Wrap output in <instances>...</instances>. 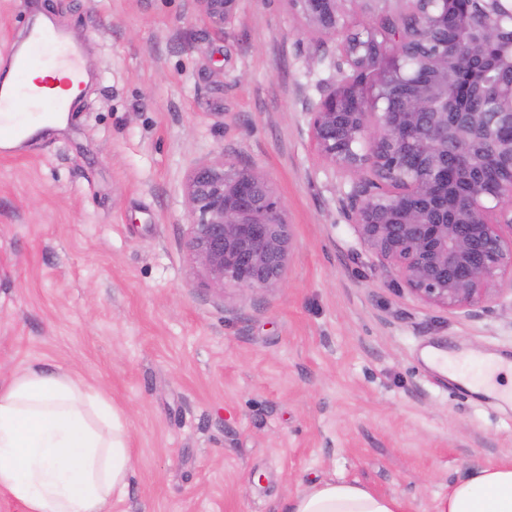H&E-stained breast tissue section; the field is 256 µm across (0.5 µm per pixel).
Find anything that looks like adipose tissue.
Returning a JSON list of instances; mask_svg holds the SVG:
<instances>
[{
  "instance_id": "obj_1",
  "label": "adipose tissue",
  "mask_w": 512,
  "mask_h": 512,
  "mask_svg": "<svg viewBox=\"0 0 512 512\" xmlns=\"http://www.w3.org/2000/svg\"><path fill=\"white\" fill-rule=\"evenodd\" d=\"M132 471L126 413L64 371L30 367L0 381V494L27 512H108ZM393 497L322 480L285 512H403ZM437 512H512V462L472 470Z\"/></svg>"
}]
</instances>
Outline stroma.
Returning <instances> with one entry per match:
<instances>
[{"instance_id": "obj_1", "label": "stroma", "mask_w": 512, "mask_h": 512, "mask_svg": "<svg viewBox=\"0 0 512 512\" xmlns=\"http://www.w3.org/2000/svg\"><path fill=\"white\" fill-rule=\"evenodd\" d=\"M410 7L344 0L325 34L290 0H240L222 31L193 0H0V76L42 16L101 73L65 127L0 154V380L49 366L125 409L134 464L108 512H285L328 479L436 512L512 461V405L425 359H512V298L471 317L374 270L343 213L352 179L309 133L340 44ZM221 158L284 204L282 287L217 289L188 250L186 178Z\"/></svg>"}]
</instances>
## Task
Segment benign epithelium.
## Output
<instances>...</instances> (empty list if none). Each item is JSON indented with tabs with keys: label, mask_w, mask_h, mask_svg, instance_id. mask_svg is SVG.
<instances>
[{
	"label": "benign epithelium",
	"mask_w": 512,
	"mask_h": 512,
	"mask_svg": "<svg viewBox=\"0 0 512 512\" xmlns=\"http://www.w3.org/2000/svg\"><path fill=\"white\" fill-rule=\"evenodd\" d=\"M217 30L236 17L239 0H195ZM320 33L338 30L342 0H290ZM403 47L385 57L358 33L342 56L355 76L310 113L319 156L352 176L345 206L357 241L373 263L390 268L408 294L428 306L477 316L512 294V175L488 188L482 174L512 171V77L494 78L500 59L512 70V24L496 7L490 18L459 14L457 47L407 70L412 48L441 34L453 0H414ZM463 57L484 72L472 102L457 101L455 70ZM375 76L371 111L359 87ZM185 194L187 246L211 280L246 289L279 287L292 236L284 205L254 168L224 159L197 165Z\"/></svg>",
	"instance_id": "benign-epithelium-1"
}]
</instances>
